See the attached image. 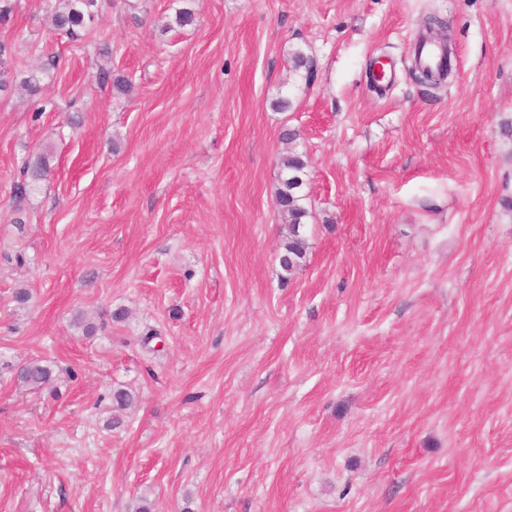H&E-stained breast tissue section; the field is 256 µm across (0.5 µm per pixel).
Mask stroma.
Returning a JSON list of instances; mask_svg holds the SVG:
<instances>
[{"mask_svg":"<svg viewBox=\"0 0 512 512\" xmlns=\"http://www.w3.org/2000/svg\"><path fill=\"white\" fill-rule=\"evenodd\" d=\"M49 3L0 20V512H512V0H196L169 32L175 0H99L76 41ZM432 13L435 88L411 75ZM32 358L52 389L18 385ZM279 174L276 199L279 204L288 202V209L280 208V211L288 216L290 224L289 236L281 246L279 257V265L284 273L282 278L286 279L305 261L308 249L307 239L299 231L308 216L307 197L303 194L308 176L304 155L297 151L282 155L279 158ZM49 154L38 153L33 159L26 160L22 168V179L14 186V196L20 202L27 198L33 191L37 190L39 181L43 180L49 173Z\"/></svg>","mask_w":512,"mask_h":512,"instance_id":"obj_1","label":"stroma"}]
</instances>
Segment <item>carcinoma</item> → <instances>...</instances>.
<instances>
[{"label":"carcinoma","mask_w":512,"mask_h":512,"mask_svg":"<svg viewBox=\"0 0 512 512\" xmlns=\"http://www.w3.org/2000/svg\"><path fill=\"white\" fill-rule=\"evenodd\" d=\"M185 6L175 10L172 20L166 22V27H185L194 23L195 10L190 7L193 0H182ZM98 16V0H58L53 12L55 28L71 39H77L82 33L91 29ZM292 72L303 78L309 72L311 58L303 51L296 49L289 55ZM46 68L38 67L28 70L21 78V86L31 95L40 92ZM103 82H112V86L119 92H124L129 86L125 76L117 74L110 69L103 68L99 72ZM49 154L41 152L23 164L22 179L14 186V196L20 202L37 190L39 181L49 173ZM279 188L276 199L279 202H288V208L282 213L288 216L290 231L288 239L281 246L279 265L283 271L282 278L286 279L298 269L306 259L307 239L300 233V227L308 216L306 205L307 197L303 194V187L307 179V163L304 155L297 151H290L279 158ZM54 370L52 366L40 359H30L16 373L17 380L31 389H41L50 385ZM110 398L112 406L126 409L135 403V396L124 388H116Z\"/></svg>","instance_id":"carcinoma-1"}]
</instances>
